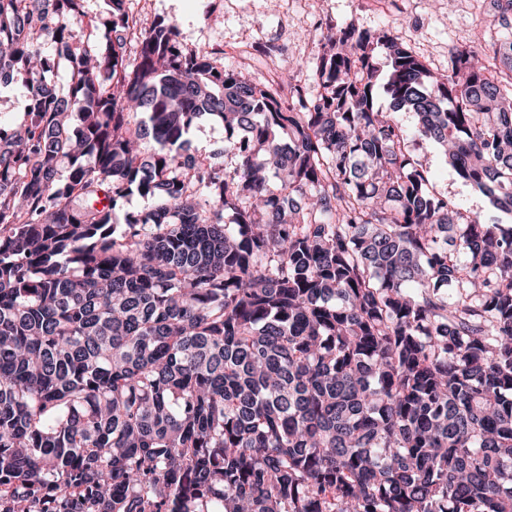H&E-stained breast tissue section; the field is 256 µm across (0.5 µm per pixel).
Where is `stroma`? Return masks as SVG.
Returning <instances> with one entry per match:
<instances>
[{"label":"stroma","mask_w":512,"mask_h":512,"mask_svg":"<svg viewBox=\"0 0 512 512\" xmlns=\"http://www.w3.org/2000/svg\"><path fill=\"white\" fill-rule=\"evenodd\" d=\"M128 12L141 20L176 25L184 50L222 52L225 67L243 71L265 84L298 65L308 95L322 87L310 62L330 29L348 22L362 29H393L431 68L447 69L448 50L469 44L477 23L491 11L490 0H127ZM408 150L430 170V188L458 200L468 212L493 222H512L489 197L464 182L437 143L411 141Z\"/></svg>","instance_id":"1"}]
</instances>
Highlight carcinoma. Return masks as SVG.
Listing matches in <instances>:
<instances>
[{"label": "carcinoma", "instance_id": "obj_1", "mask_svg": "<svg viewBox=\"0 0 512 512\" xmlns=\"http://www.w3.org/2000/svg\"><path fill=\"white\" fill-rule=\"evenodd\" d=\"M107 2L0 0V512H512V225L407 151L512 213V0L443 72L349 22L318 97ZM25 99L11 88H0V123L11 126L24 118ZM188 137L192 150L197 154H208L224 146V127L205 118L192 127ZM408 150L415 160L429 168L430 188L435 194L458 200L464 209L487 222H512V215L497 209L488 196L458 177L437 143L425 138H416L408 144Z\"/></svg>", "mask_w": 512, "mask_h": 512}]
</instances>
